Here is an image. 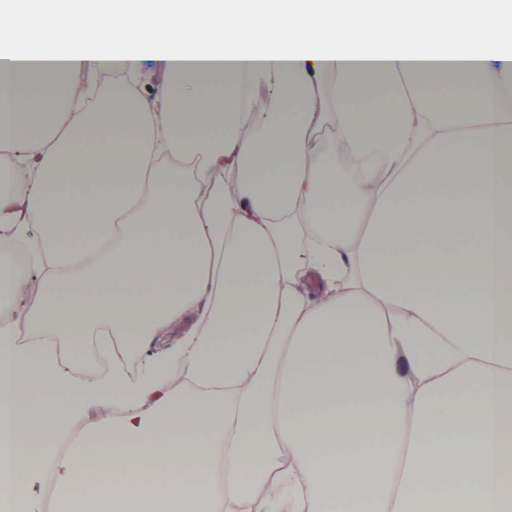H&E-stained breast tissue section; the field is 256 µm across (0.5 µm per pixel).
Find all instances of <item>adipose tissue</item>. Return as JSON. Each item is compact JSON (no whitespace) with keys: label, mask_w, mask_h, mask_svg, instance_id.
Returning a JSON list of instances; mask_svg holds the SVG:
<instances>
[{"label":"adipose tissue","mask_w":512,"mask_h":512,"mask_svg":"<svg viewBox=\"0 0 512 512\" xmlns=\"http://www.w3.org/2000/svg\"><path fill=\"white\" fill-rule=\"evenodd\" d=\"M0 143L5 512H512V0L0 4ZM140 73L142 75L140 92L142 96L152 98L165 81L163 70L158 62L146 56L141 64ZM184 328L170 329L167 336H162L161 339L153 347H143L142 349H136L133 352V368L141 369L146 363L149 357L156 353V350L163 348L166 344L175 340L182 332Z\"/></svg>","instance_id":"ef3b65f1"}]
</instances>
